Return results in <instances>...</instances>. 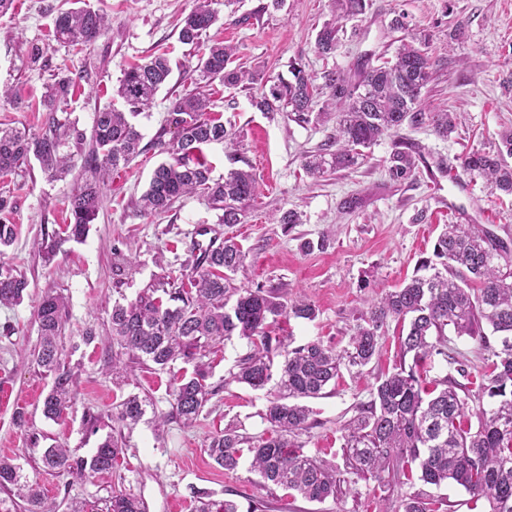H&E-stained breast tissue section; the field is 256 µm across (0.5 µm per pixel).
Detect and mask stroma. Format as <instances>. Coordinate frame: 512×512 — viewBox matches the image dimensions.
Here are the masks:
<instances>
[{
	"label": "stroma",
	"mask_w": 512,
	"mask_h": 512,
	"mask_svg": "<svg viewBox=\"0 0 512 512\" xmlns=\"http://www.w3.org/2000/svg\"><path fill=\"white\" fill-rule=\"evenodd\" d=\"M71 3L15 0L14 10L0 17V86L12 93L0 102V127L44 131L46 87L68 77L73 87L57 116L88 136L96 110L111 103L125 69L164 50L172 73L152 105L133 119L143 135L142 154L112 172L88 234L78 242H63L53 261L43 260L39 245L45 234L67 222L68 199L88 175L85 149L68 138L64 150L71 153L73 167L64 179L47 180L34 161L0 178V198L8 202L0 220L18 228L0 264L29 283L21 304L0 307V455L15 457L23 475L38 482L57 512H107L118 490L141 498L146 512H196L198 490L216 500H234L243 510L261 499L269 505L267 512H382L397 497L392 489L358 496L346 491L310 502L265 486L249 457L231 471L217 466L206 448L226 424L237 423L247 437L268 427L265 391L230 379L249 344L234 336L211 348L208 382L215 394L187 425L173 415L170 395L173 374L186 370V363L171 370L134 365L125 376L113 377L116 349L106 341L109 314L115 302L132 301L180 275L194 244L233 235L247 253L234 286L273 289L286 300L304 296L315 306L316 317L281 320L285 335L296 346L319 340L341 348L366 300L410 279L419 261L431 256L443 225L477 224L512 247V195L491 191L483 180H469L459 167L464 153L495 149L498 131L512 126V91L504 86L512 78V0H368L363 15L344 21L339 48L331 56L318 52L316 37L333 17L332 0H218L219 19L203 33V41L236 46L239 62L262 77L247 87L215 81L206 89L211 116L231 127L240 141L233 159L223 146L207 149L213 177L238 167L252 171L258 182L243 223L232 225L219 223L218 211L197 195L181 198L158 215L143 214L138 206L154 169L168 159L157 138L167 126L171 103L194 88L191 69L197 51L182 44L178 33L195 0H82L84 7L106 15L110 27L79 52L52 34L57 10ZM401 13L430 38L435 72L423 93L424 104L458 111L461 118L445 139L408 127L399 135L427 160L443 159L447 173L431 174L421 167L412 179L390 180L393 140L386 137L360 164L317 180L307 177L304 155L335 135V122L300 125L283 112L257 111L252 96L287 75L292 62L319 77L328 71L351 76L360 62L377 65L393 58L402 33L392 20ZM24 42L44 46L38 66L26 63L20 49ZM278 207L296 212L299 223H278ZM48 293L66 301L64 353L81 366L72 406L59 420L43 414L52 379L31 358L39 344L37 307ZM89 329L96 339L87 345L82 336ZM397 336L396 324H389L380 359L361 374H344L326 395L310 400L314 426L301 437L306 455L349 472L339 428L354 416L357 404L368 401L378 375L391 368ZM131 395L146 399L148 407L126 434V446L111 471L78 478L44 467L43 451L54 445L91 456L100 437L86 432L85 415L102 414L108 429L120 431L113 416Z\"/></svg>",
	"instance_id": "obj_1"
}]
</instances>
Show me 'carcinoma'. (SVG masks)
Listing matches in <instances>:
<instances>
[{
  "label": "carcinoma",
  "mask_w": 512,
  "mask_h": 512,
  "mask_svg": "<svg viewBox=\"0 0 512 512\" xmlns=\"http://www.w3.org/2000/svg\"><path fill=\"white\" fill-rule=\"evenodd\" d=\"M334 19L317 34L320 54L329 56L339 47L341 22L364 14L366 0H333ZM215 0H197L184 18L179 40L197 45L202 33L217 21ZM405 31L394 60L371 67L361 64L359 80L338 71L324 75V84L295 64L292 79L281 80L255 96L260 112H286L293 121L308 123L311 115L326 121L336 115V149L320 148L305 157L308 175L320 178L355 165L381 138L394 136L405 126L427 127L442 138L456 128L454 112H433L421 103L422 90L429 84L433 64L427 39L417 38L405 16L394 20ZM109 28L105 15L90 9L70 8L54 19V37L72 46L94 43ZM236 48L207 46L193 71L201 80H219L235 87L255 83L258 74L232 66ZM171 74L168 59L154 55L134 64L123 74L118 96L124 108L107 104L95 112L87 162L91 178L69 198L70 222L54 232L53 238L82 239L98 214L101 184L109 173L127 166L142 152V134L130 121L150 107L160 87ZM72 79L62 77L47 87L44 106L49 112L46 129L31 133L20 128H0V177L35 159L42 173L57 179L71 167V156L61 152L66 124L55 118L57 103L65 99ZM327 99L314 111L315 99ZM209 100L200 92L172 101L168 125L174 128L169 142H159L170 160L153 172L148 189L140 197V211L158 214L169 210L182 196L200 194L219 212V223L241 224L247 202L254 199L257 180L249 170L232 169L226 176L211 177L205 148L223 144L236 152V134L223 122L207 114ZM496 152L472 150L460 163L462 172L479 177L493 190L512 195V129L499 134ZM421 155L405 142L395 144L388 167L393 180L416 174ZM434 259L424 258L420 268L432 270L414 276L398 288L367 301L350 329L346 347L337 350L320 342L292 347L274 334L277 318L311 320L312 304L297 298L284 303L273 290L237 289L233 276L244 267L246 252L233 237L185 261L191 279L187 288H156L126 304L112 305L110 339L134 363L152 362L165 369L178 360L194 363L193 371L174 379L173 409L186 424L195 422L213 396L207 383L211 365L204 361L207 349L237 335L251 346L231 379L264 389L274 383L264 419L266 433L246 437L229 424L214 435L207 447L220 467L235 469L243 452L264 484L294 491L308 501L323 502L341 493L338 468L304 454L301 435L311 427L312 409L306 404L326 394L342 372L362 368L380 356V340L389 322L400 327L392 368L379 375L370 399L357 406V414L340 428L343 447L356 480L348 490L360 494L358 481L380 482L384 478L403 486L418 470L419 480L440 486L455 483L474 498H484L489 512H512V249L477 224H446L433 248ZM27 280L0 265V306L23 301ZM233 304H228L230 297ZM64 298L46 295L37 318L40 343L33 351L34 363L52 376V386L43 400L49 419L62 417L71 402L76 371L65 362L59 338L65 312ZM498 334L493 347L484 326ZM454 335L479 340L488 351L484 358L485 383L480 390L496 399L490 409L473 410L469 400L480 399L457 377L427 380L428 360L440 355L465 380L474 365L448 347V330ZM145 415L143 401L133 395L121 404L118 420L131 429ZM476 416L472 426L470 416ZM125 443L109 434L97 444L89 458L70 448L53 446L42 455L44 466L67 475L85 477L114 467ZM15 487L26 498L28 512H50L39 489L21 473L14 460L0 457V487ZM443 497L404 494L398 509L382 512H445ZM107 512H146L137 496L112 493ZM196 512H239L237 502H215L198 496Z\"/></svg>",
  "instance_id": "obj_1"
}]
</instances>
